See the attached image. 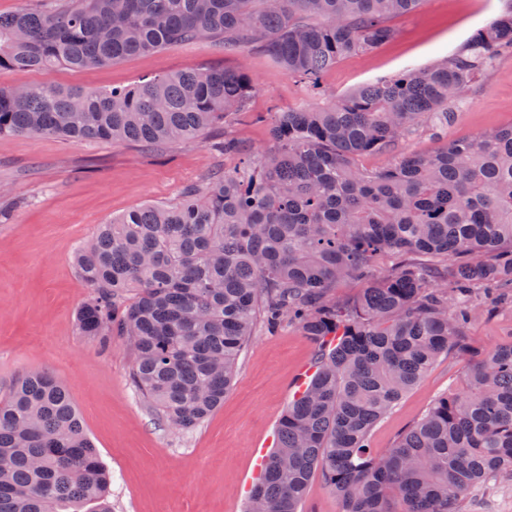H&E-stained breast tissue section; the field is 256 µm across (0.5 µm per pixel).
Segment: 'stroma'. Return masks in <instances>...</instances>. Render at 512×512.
<instances>
[{
  "mask_svg": "<svg viewBox=\"0 0 512 512\" xmlns=\"http://www.w3.org/2000/svg\"><path fill=\"white\" fill-rule=\"evenodd\" d=\"M504 0H423L392 17L393 37L377 49L344 57L319 85L288 76L265 53L232 54L202 43L176 44L122 62L72 70H3L0 86L125 88L154 76L201 68H238L252 78V121L228 119L196 142L154 147L72 142L54 136H0V400L15 379L44 370L63 380L86 432L112 474V512H246L254 452L273 434L313 347L296 325L256 328L237 362L223 405L189 431L164 424L131 381L121 340L109 350L79 334L76 314L89 290L73 262L98 224L147 202L173 203L189 187L240 161L211 150L232 137L250 151L272 147L278 113L319 106L377 79L419 69L453 53L496 19ZM448 127L427 126L404 148L425 153L443 142L512 123V55L500 57L453 108ZM468 334L488 352L512 342V304L479 316ZM466 367L440 357L376 425L372 444L386 452L432 401L460 387Z\"/></svg>",
  "mask_w": 512,
  "mask_h": 512,
  "instance_id": "35a3bbf8",
  "label": "stroma"
}]
</instances>
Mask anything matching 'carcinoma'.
<instances>
[{"label":"carcinoma","instance_id":"obj_1","mask_svg":"<svg viewBox=\"0 0 512 512\" xmlns=\"http://www.w3.org/2000/svg\"><path fill=\"white\" fill-rule=\"evenodd\" d=\"M422 0H32L0 14V70H81L180 43L265 52L313 84L393 36ZM512 54V11L448 58L322 107L282 112L273 149L243 155L173 204L98 226L74 262L90 288L78 331L121 338L131 379L166 424L190 430L224 402L261 323H295L315 372L280 418L248 512H300L318 474L341 512H463L512 477V343L473 348L490 289H512V124L366 169ZM241 69L188 70L130 88H0V136L161 145L248 110ZM400 258L388 269L381 257ZM457 261L448 263V257ZM362 282V292L336 290ZM444 355L468 362L385 453L374 427ZM111 475L68 388L25 373L0 402V512H111Z\"/></svg>","mask_w":512,"mask_h":512}]
</instances>
